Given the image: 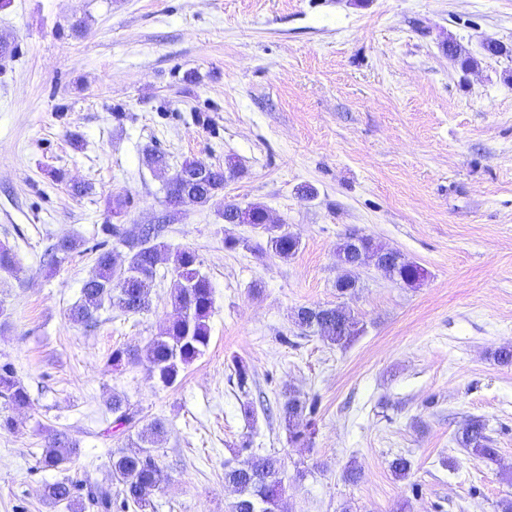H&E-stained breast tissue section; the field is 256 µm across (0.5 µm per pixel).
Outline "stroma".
Segmentation results:
<instances>
[{"instance_id":"stroma-1","label":"stroma","mask_w":512,"mask_h":512,"mask_svg":"<svg viewBox=\"0 0 512 512\" xmlns=\"http://www.w3.org/2000/svg\"><path fill=\"white\" fill-rule=\"evenodd\" d=\"M0 37L17 46L0 59V243L19 259L0 273V364L33 401L0 431V512H66L42 498L66 473L110 482L113 452L132 447L108 409L116 394L166 422L155 512H228L224 465L245 446L280 458L282 512H501L512 365L493 353L512 346V0H7ZM450 37L473 68L449 59ZM151 148L173 170L239 165L161 236L197 253L214 292L209 346L170 387L109 357L158 336L171 279L155 281L148 312L112 306L92 329L69 317L102 225L165 211ZM117 197L127 208L115 217ZM228 203L264 205L298 251L262 252L260 231L225 223ZM351 235L400 252L423 279L366 262L340 297L336 245ZM65 236L80 246L49 269L44 254ZM230 236L242 246L227 248ZM341 302L362 327L348 346L297 327L299 308ZM237 359L250 367L243 390ZM289 388L317 405L302 444L280 423ZM471 417L496 461L455 444ZM60 430L78 453L43 468ZM399 455L404 479L390 469Z\"/></svg>"}]
</instances>
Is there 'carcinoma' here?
<instances>
[{"mask_svg":"<svg viewBox=\"0 0 512 512\" xmlns=\"http://www.w3.org/2000/svg\"><path fill=\"white\" fill-rule=\"evenodd\" d=\"M148 165L164 178L166 202L182 193L194 196L198 204L208 203L224 191L227 174L235 173L236 166L228 169L208 166L207 176L200 181L195 178L201 161L186 159L173 175H167L165 156L157 150L146 152ZM224 223L249 224L266 235V250L287 258L299 249V240L283 230L281 224L269 223L268 211L258 204L240 207L227 204L224 207ZM102 231L114 237L128 248L127 258L121 260L114 250L107 248L108 241L97 244V257L92 274L84 281L81 296L70 309L71 318L87 327L98 322V313L105 305H116L126 313L140 314L150 307V288L157 275L159 254L167 251L166 244L158 241L160 228L146 224L127 229L121 224H105ZM80 246L74 238L63 237L51 245L45 253L47 266L57 267L69 254ZM384 254L382 260L392 269V277L407 285H413L423 277V270L401 254L387 253L379 242L369 236L349 237L336 247V255L342 259L347 273L336 280V290L341 296L352 295L359 288L354 270L359 266L358 258L366 253ZM18 270L16 253L0 246V271ZM173 276L170 299L174 316L164 330L146 346L142 355L130 356L121 350L112 352L110 361L117 367L124 360L144 361L153 377L166 387L177 383L180 371L193 362L208 347L210 328L208 318L213 308V288L209 279L200 271L194 251L180 249L173 256ZM359 321L351 309L344 305L332 308L301 307L296 313V325L313 329L320 336L336 345L344 346L358 334ZM0 398L3 410H16L32 405L27 387L17 378L9 364L0 365ZM109 409L115 415L118 427L129 429L141 425L137 432V449H124L112 455V483L98 484L89 480L78 481L65 476L43 489V498L48 504H63L68 512H84L86 506L97 512H112V485H117L122 496L121 507L134 512H153L152 497L166 481L167 475L158 463L154 451L165 433L166 423L153 418L141 423L127 400L112 396ZM306 402L293 392L284 395L281 403V418L292 441H305L308 423L305 422ZM455 441L477 459L492 460L497 449L486 432L485 423L476 418L464 421L455 433ZM77 455L76 445L64 431H58L43 448L40 464L44 468L59 469ZM280 461L272 454L250 453L234 466L224 468V483L235 486L238 497L231 512H281L282 481Z\"/></svg>","mask_w":512,"mask_h":512,"instance_id":"obj_1","label":"carcinoma"}]
</instances>
